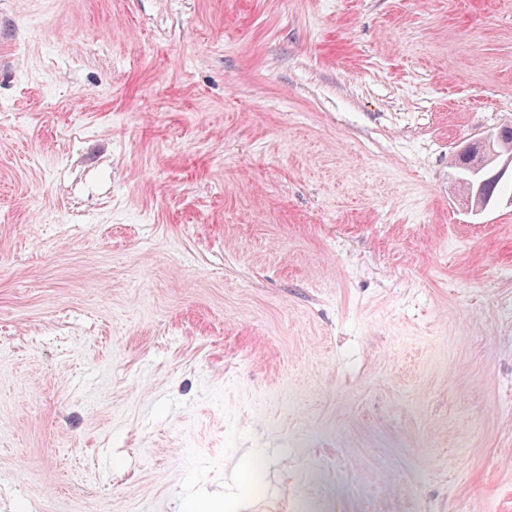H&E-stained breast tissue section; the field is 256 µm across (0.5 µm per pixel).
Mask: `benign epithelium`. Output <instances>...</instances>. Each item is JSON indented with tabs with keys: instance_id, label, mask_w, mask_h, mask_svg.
I'll use <instances>...</instances> for the list:
<instances>
[{
	"instance_id": "1",
	"label": "benign epithelium",
	"mask_w": 512,
	"mask_h": 512,
	"mask_svg": "<svg viewBox=\"0 0 512 512\" xmlns=\"http://www.w3.org/2000/svg\"><path fill=\"white\" fill-rule=\"evenodd\" d=\"M497 139L498 134H489L463 146L459 151L461 155L481 152L479 163L471 169L468 196L464 198L465 204L477 213L490 205V199L483 194V185L486 180L512 179V152L496 150Z\"/></svg>"
}]
</instances>
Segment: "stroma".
<instances>
[{"label":"stroma","instance_id":"35a3bbf8","mask_svg":"<svg viewBox=\"0 0 512 512\" xmlns=\"http://www.w3.org/2000/svg\"><path fill=\"white\" fill-rule=\"evenodd\" d=\"M512 0H0V512H512ZM498 134H489L475 140L460 149L458 155H469L475 151L481 152L479 163L471 169V178L468 181V196L464 198L465 204L476 213L485 210L490 199L483 194V185L488 180L500 181L505 178L512 179V130L504 136L507 141L498 146V149L510 148L511 152H502L495 149ZM484 177H487L484 179Z\"/></svg>","mask_w":512,"mask_h":512}]
</instances>
